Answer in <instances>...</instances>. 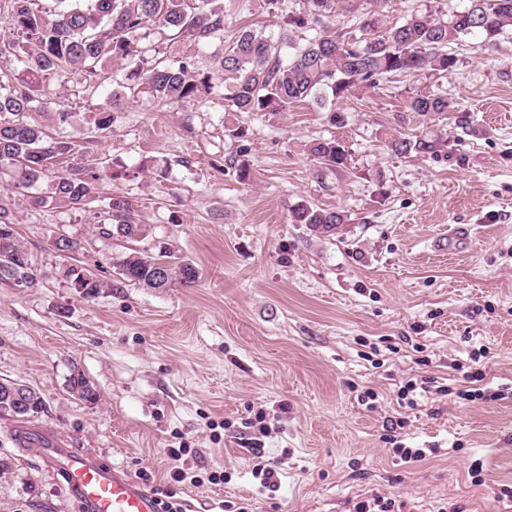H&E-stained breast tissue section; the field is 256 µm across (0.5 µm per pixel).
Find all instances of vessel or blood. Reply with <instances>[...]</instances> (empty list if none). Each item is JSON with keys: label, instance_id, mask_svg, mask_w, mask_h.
I'll list each match as a JSON object with an SVG mask.
<instances>
[{"label": "vessel or blood", "instance_id": "vessel-or-blood-1", "mask_svg": "<svg viewBox=\"0 0 512 512\" xmlns=\"http://www.w3.org/2000/svg\"><path fill=\"white\" fill-rule=\"evenodd\" d=\"M42 444L47 463L67 480L84 512H159L154 493L92 452L62 448L50 437Z\"/></svg>", "mask_w": 512, "mask_h": 512}]
</instances>
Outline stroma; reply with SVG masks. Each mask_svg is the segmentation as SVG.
Here are the masks:
<instances>
[{"instance_id":"stroma-1","label":"stroma","mask_w":512,"mask_h":512,"mask_svg":"<svg viewBox=\"0 0 512 512\" xmlns=\"http://www.w3.org/2000/svg\"><path fill=\"white\" fill-rule=\"evenodd\" d=\"M224 37L208 45L156 30L161 55L195 57L214 92L202 102L161 104L144 88L102 78L50 80L73 118L62 133L81 147L75 164L102 179L80 209L31 207L0 186L34 286L0 283V380L38 391L32 420L69 447L94 452L132 478L163 485L167 451L201 449L200 465L223 470L224 485L186 484L190 512H221L248 499L253 512H354L364 497L406 503L409 512H512V398L468 402L430 394L415 409L397 393L409 378L457 387L456 364L484 348L483 384L512 387V33L493 50L471 42L447 77L381 79L342 103L346 124L330 125L315 103L279 114L228 112L217 57L250 25L279 34L266 0H224ZM447 91L457 115L408 112L410 96ZM117 92L126 105L110 134L97 132L86 104ZM245 129L232 141L225 122ZM426 132L443 140L435 158L398 156L389 137ZM333 138L347 169L317 178L305 145ZM249 163L247 181L229 166ZM119 179H111V172ZM126 197L146 229L139 249L170 248L193 263L191 287L116 286L123 248L103 234L108 197ZM308 200L338 208L347 224L333 237L289 221ZM66 234L77 251L59 255ZM93 269L114 289L81 296L61 271ZM83 372L97 403L73 397ZM377 393L374 408L361 403ZM270 418L261 440L281 461V487L262 492L248 452L257 409ZM433 448L426 461L394 457L388 427ZM18 423L0 416V512H84L38 446L18 445ZM483 463L482 485L468 474Z\"/></svg>"}]
</instances>
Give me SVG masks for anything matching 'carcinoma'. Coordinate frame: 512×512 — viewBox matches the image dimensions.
<instances>
[{"instance_id":"obj_1","label":"carcinoma","mask_w":512,"mask_h":512,"mask_svg":"<svg viewBox=\"0 0 512 512\" xmlns=\"http://www.w3.org/2000/svg\"><path fill=\"white\" fill-rule=\"evenodd\" d=\"M8 14L0 27V46L14 52L20 64L16 84L0 85V173L11 175L12 188L24 193L47 182V192L31 196V205L48 203L80 209L97 198L100 175L69 162L79 145L66 136L53 137L45 123L63 125L70 113L45 92L50 77L71 75L95 78L111 62L124 72V80L148 86V93L163 102H191L211 93L210 77L199 73L190 57L151 62L142 48L152 28H164L178 37L197 41L224 37V0H56L58 9L47 18L34 8V0H6ZM388 0H300L302 7L287 11L281 0H267L279 14L283 35L278 39L250 27L239 30L218 59L224 73L229 111L277 114L303 102H314L329 113L333 124L345 123L339 102L360 87L395 76L443 75L458 63L455 47L478 38L489 48L512 28V0H466L458 9L417 10L385 25L378 9ZM352 15L348 28L336 25L337 9ZM124 110L117 94L88 104L97 131H112L115 114ZM409 110L432 116L454 112L457 105L446 93L416 95ZM397 155L435 157L437 139L425 133L394 138ZM307 154L317 176L347 167L348 155L334 139H313ZM103 233L135 240L142 225L134 222L130 202L109 198ZM292 224H303L313 234L330 237L347 223L345 212L300 201L289 209ZM16 219L0 205V281L16 279L31 287L37 280L29 254L19 244ZM167 248L155 254L134 250L113 262L119 282L155 288L156 266L167 268L165 287L189 286L199 278L187 261L172 262ZM63 275L93 297L112 282L85 268L69 267ZM69 392L80 400L98 399L90 381L75 371Z\"/></svg>"}]
</instances>
